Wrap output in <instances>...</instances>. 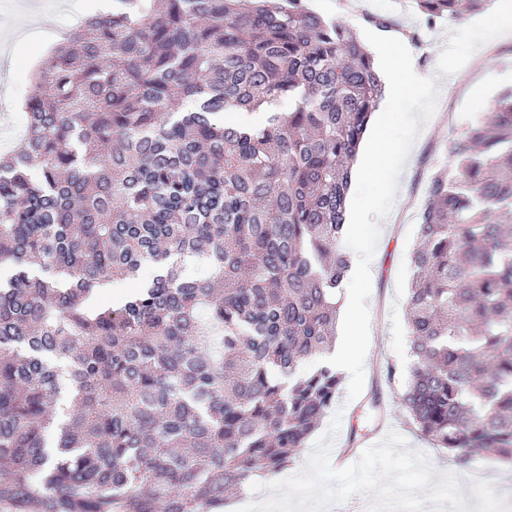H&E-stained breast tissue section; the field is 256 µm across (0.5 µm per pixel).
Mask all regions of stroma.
<instances>
[{
  "label": "stroma",
  "mask_w": 512,
  "mask_h": 512,
  "mask_svg": "<svg viewBox=\"0 0 512 512\" xmlns=\"http://www.w3.org/2000/svg\"><path fill=\"white\" fill-rule=\"evenodd\" d=\"M37 14H29L27 0H0V66L7 78L0 82V149L10 147L22 134L24 111L16 97L32 91L35 66L23 56L13 57L12 46L21 36L52 55L66 34L75 32L97 0H37ZM324 18L361 32L365 18H384L390 29L400 32L412 54L417 74L436 80L439 98H451L448 118L432 116L415 139L399 178L396 199L381 221V233L371 262L372 290L368 299L370 343L364 364L365 384L361 395L348 399L339 393L335 407L341 412L340 427L332 440V453L350 450L353 457L389 432L403 436L409 448L426 453L436 474L456 473L448 453L421 437L402 405L403 380L410 368L409 323L405 307L412 274L411 257L416 244L417 214L430 176L448 167V143L482 117L470 99L468 88H456L459 70L469 66L474 80L482 84L485 102H493L504 89L512 88V29L485 35L482 13L459 22L428 23L413 0H307ZM397 369L387 380L388 366ZM473 467L489 470L495 485L493 496L480 499L472 484L461 492L469 512H512V463L494 457H475Z\"/></svg>",
  "instance_id": "stroma-1"
}]
</instances>
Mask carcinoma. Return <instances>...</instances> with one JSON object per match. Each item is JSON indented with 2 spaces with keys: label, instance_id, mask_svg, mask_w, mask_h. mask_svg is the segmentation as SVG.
Segmentation results:
<instances>
[{
  "label": "carcinoma",
  "instance_id": "1",
  "mask_svg": "<svg viewBox=\"0 0 512 512\" xmlns=\"http://www.w3.org/2000/svg\"><path fill=\"white\" fill-rule=\"evenodd\" d=\"M415 2L453 22L487 0ZM383 93L353 29L302 0H112L54 51L0 153V507L221 512L288 467L341 386L297 372L336 335ZM448 152L402 401L457 467L512 462V90Z\"/></svg>",
  "mask_w": 512,
  "mask_h": 512
}]
</instances>
